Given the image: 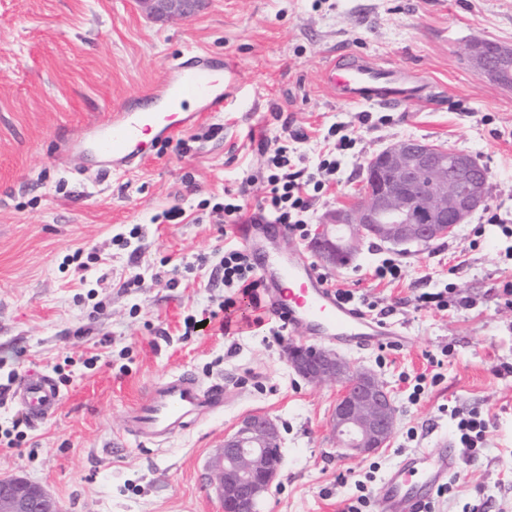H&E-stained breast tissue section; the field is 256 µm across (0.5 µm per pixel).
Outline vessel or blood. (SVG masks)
I'll return each mask as SVG.
<instances>
[{"label": "vessel or blood", "mask_w": 512, "mask_h": 512, "mask_svg": "<svg viewBox=\"0 0 512 512\" xmlns=\"http://www.w3.org/2000/svg\"><path fill=\"white\" fill-rule=\"evenodd\" d=\"M232 73V67L189 52L148 94L153 111L122 108L113 112L111 119L92 124L84 151L113 169L130 167L149 153L146 133L164 139L197 121V113L185 111L187 101L201 103L202 110L209 113L223 111ZM323 80L339 100L352 105L396 109L426 101L431 95V86L421 73L384 66L352 50L338 52L327 62ZM234 233L246 247L266 291L269 312L283 327L310 336L336 335L376 348L403 345V337L389 330L385 321L343 298L318 276L302 248L284 257L268 247V240L289 236L287 225H268L263 240L254 239L247 224L235 225ZM14 394L35 422L55 415L61 404L57 384L44 372L22 375ZM223 405V385L206 386L190 374H175L153 384L142 396L128 416L126 432L139 443L160 448L195 429ZM449 443V438H438L434 447L415 451L387 471L379 488L382 512H422L431 503L457 467Z\"/></svg>", "instance_id": "1"}]
</instances>
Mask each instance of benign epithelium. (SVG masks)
<instances>
[{
	"instance_id": "7a95c632",
	"label": "benign epithelium",
	"mask_w": 512,
	"mask_h": 512,
	"mask_svg": "<svg viewBox=\"0 0 512 512\" xmlns=\"http://www.w3.org/2000/svg\"><path fill=\"white\" fill-rule=\"evenodd\" d=\"M136 2L156 20L190 18L204 4V0ZM464 55L477 75L501 86L512 85L511 46L473 42ZM489 179L487 169L469 154L420 139L395 142L373 158L364 201L326 216L316 253L324 263L337 266L362 239L402 246L447 237L488 203ZM284 356L299 377L341 386L331 426L347 454L373 455L386 447L396 429L397 411L392 391L373 372L319 346L290 342ZM214 465L223 512H257L282 467L277 425L265 414L245 417L224 438ZM0 512H60V507L41 485L9 476L0 477Z\"/></svg>"
}]
</instances>
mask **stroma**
Listing matches in <instances>:
<instances>
[{
  "instance_id": "stroma-1",
  "label": "stroma",
  "mask_w": 512,
  "mask_h": 512,
  "mask_svg": "<svg viewBox=\"0 0 512 512\" xmlns=\"http://www.w3.org/2000/svg\"><path fill=\"white\" fill-rule=\"evenodd\" d=\"M479 40L512 46V0H207L193 18L164 21L135 0H0V378L57 371L62 396L56 416L25 426L21 447L0 450V475L44 486L63 512H222L210 459L246 416L264 413L278 425L283 464L259 512H342L367 473L383 478L401 457L453 436L451 408L475 407L489 421L485 449L460 460L433 510L512 512V303L502 293L512 258L486 223L496 214L512 225V87L463 58L461 45ZM191 49L233 64L224 114L182 131L187 152L162 140L127 171L102 173L79 149L89 125L142 99ZM343 49L424 72L438 104L358 124L359 106L322 79ZM340 122L353 124L357 143L313 203L302 241L309 261L325 214L360 202L370 159L395 141L471 154L491 175L487 205L453 236L427 247L365 240L348 265L320 267L408 338L398 351L315 340L393 392L396 432L365 457L336 443L337 386L309 383L284 360L303 335L253 326L224 334L228 290L199 265L217 261L235 236L197 203L222 202L246 170H259L262 138L305 132L297 151L312 165ZM175 206L185 220L153 223ZM78 249L94 256L86 268L69 260ZM388 257L403 278L375 277ZM135 275L140 287H127ZM450 283L469 308L419 305V295ZM94 352L99 361L87 365ZM179 372L223 384L224 409L163 449H145L124 432L126 415Z\"/></svg>"
}]
</instances>
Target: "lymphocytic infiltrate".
<instances>
[{
	"instance_id": "f902f5d3",
	"label": "lymphocytic infiltrate",
	"mask_w": 512,
	"mask_h": 512,
	"mask_svg": "<svg viewBox=\"0 0 512 512\" xmlns=\"http://www.w3.org/2000/svg\"><path fill=\"white\" fill-rule=\"evenodd\" d=\"M356 144L353 131L348 124L339 123L329 127L322 154L313 167L298 166L293 149L288 145L277 146L267 154L261 174L243 177L237 190H225L223 203L214 205V213L223 215L225 223L235 224L242 218L252 223L272 221L285 224L299 235H306L307 216L314 201L319 198L335 180L341 161ZM262 182L264 194L254 211L246 209V195L249 186ZM212 275L221 277L225 287L231 288L225 297L222 309L224 319L221 327L224 333L238 330L234 318L239 298H247L254 312L253 323L263 326L265 314L260 283L245 249H225L219 262L211 270ZM455 422V437L468 458H477L484 447L489 421L481 411L452 410Z\"/></svg>"
}]
</instances>
